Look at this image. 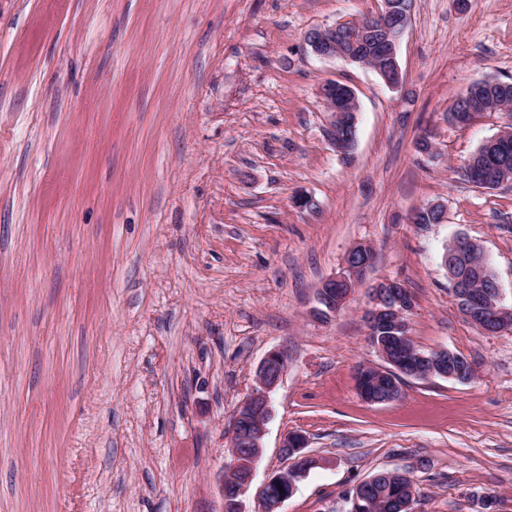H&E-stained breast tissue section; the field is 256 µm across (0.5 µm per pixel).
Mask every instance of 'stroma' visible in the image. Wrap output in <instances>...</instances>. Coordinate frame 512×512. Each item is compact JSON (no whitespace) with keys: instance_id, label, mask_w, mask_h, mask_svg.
I'll return each instance as SVG.
<instances>
[{"instance_id":"stroma-1","label":"stroma","mask_w":512,"mask_h":512,"mask_svg":"<svg viewBox=\"0 0 512 512\" xmlns=\"http://www.w3.org/2000/svg\"><path fill=\"white\" fill-rule=\"evenodd\" d=\"M380 8L0 0V512H222L228 425L273 349L288 372L254 486L285 467L287 431L331 460L282 512H351L383 469L409 473L415 512H512V331L472 325L441 263L469 236L512 306V182L460 174L512 112L446 120L472 81L512 78V0H413L398 92L301 51ZM328 81L359 101L349 161ZM432 202L444 222L412 223ZM359 243L372 268L318 318L317 289ZM383 277L414 295L415 344L466 356L473 379L361 399L358 368L381 362L362 312Z\"/></svg>"}]
</instances>
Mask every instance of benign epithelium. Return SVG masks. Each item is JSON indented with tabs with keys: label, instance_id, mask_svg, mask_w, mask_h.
Here are the masks:
<instances>
[{
	"label": "benign epithelium",
	"instance_id": "7a95c632",
	"mask_svg": "<svg viewBox=\"0 0 512 512\" xmlns=\"http://www.w3.org/2000/svg\"><path fill=\"white\" fill-rule=\"evenodd\" d=\"M384 21L378 30L371 26H360L365 34L375 35L370 49L377 59V74L392 89L401 87L402 74L397 61L400 38L410 21L411 13L400 12L395 5L384 3ZM304 45L319 58H341L348 62H359L361 56L355 50H336V44L325 39V34L316 37L304 36ZM321 97L332 102L331 111L336 113L333 125V141L336 151L348 157L353 151L356 138V109L352 102L356 100L354 91L346 86L321 88ZM373 253L371 246L359 244L353 247L344 259L342 272L323 282L317 291V301L328 305V313L333 314L346 303L356 282L370 268V263L356 264L359 255ZM448 267V277L452 288L457 290L455 298L462 306L480 307L478 317L467 318L484 333L495 334L512 329V308L502 303V290L496 278L487 270L485 262L478 254L477 243L464 236L455 238L454 247L448 251L443 260ZM373 305L365 312V321L369 331L372 347L384 360L390 354L406 348L405 341L411 337L408 314L414 305V296L401 282L382 278L373 285ZM402 364L423 369L428 377L435 371L448 370L445 377L453 379L460 372L454 356L446 350H437V355L408 353L399 357ZM288 371V356L279 350L269 351L256 370V388L234 411L230 424L231 464L225 467L228 473H236L237 485L235 512H243L242 497L248 490L256 463L264 448L266 425L272 414L270 394L277 387L283 375ZM381 369L362 366L358 369L357 379L362 398L373 404L388 403L398 399L402 392L381 381ZM305 438L295 432L284 434L280 448L289 466L270 477L259 492L260 509L258 512H279L282 504L293 493L296 482L305 473L298 467L291 453L304 448ZM288 487V493L276 494L274 489Z\"/></svg>",
	"mask_w": 512,
	"mask_h": 512
}]
</instances>
